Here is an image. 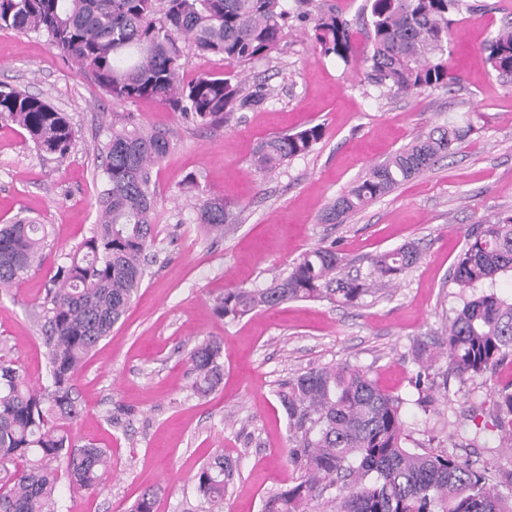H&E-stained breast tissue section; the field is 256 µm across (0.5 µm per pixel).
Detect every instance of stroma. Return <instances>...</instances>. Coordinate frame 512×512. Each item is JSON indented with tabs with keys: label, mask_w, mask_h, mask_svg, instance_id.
<instances>
[{
	"label": "stroma",
	"mask_w": 512,
	"mask_h": 512,
	"mask_svg": "<svg viewBox=\"0 0 512 512\" xmlns=\"http://www.w3.org/2000/svg\"><path fill=\"white\" fill-rule=\"evenodd\" d=\"M475 2L477 11L453 15L448 30L453 83L404 95L380 93L364 79L365 0H312L334 5L349 21V65L321 56L311 23L299 21L289 23L279 52L266 60L231 64L189 52L184 80L221 73L266 94L208 126L154 100L113 102L43 36L0 30V83L67 112L75 131L68 154L42 156L22 128L0 122V224L31 217L49 231L42 267L0 294V351L30 382L46 377L35 312L57 265L96 222L99 148L113 119L166 132L171 141L152 172L158 259L75 381L82 414L72 437L110 449L112 467L94 491L60 478L58 512H127L149 489L158 492L155 512H202L193 476L219 451L238 465L224 512H261L266 496L298 478L286 458L279 388L310 368L342 363L368 369L379 388L403 399L410 446L488 465L501 488L512 487V438L493 428L490 396L492 388L512 384V357L487 382L461 380L440 354L431 369L438 387L414 386V342L436 341L464 301L492 292L512 299L511 272L473 288L453 279L467 233L512 210V76L495 71L484 51L498 29L512 24V0ZM449 122L474 131L448 157L345 223L322 222L327 203L368 168ZM313 125L324 135L311 152L270 175L256 172L261 141ZM191 178L196 188H189ZM200 188L223 196L237 218L223 235L203 233L196 223ZM408 242L419 244L421 261L359 305L295 300L235 321L213 312L225 291L266 286L311 248L335 246L363 270L368 257ZM206 339L224 343V381L201 397L192 388L189 353Z\"/></svg>",
	"instance_id": "35a3bbf8"
}]
</instances>
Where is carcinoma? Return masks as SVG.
<instances>
[{"instance_id": "cac0c4a2", "label": "carcinoma", "mask_w": 512, "mask_h": 512, "mask_svg": "<svg viewBox=\"0 0 512 512\" xmlns=\"http://www.w3.org/2000/svg\"><path fill=\"white\" fill-rule=\"evenodd\" d=\"M289 12L283 0H0V29L33 32L90 77L112 101L153 99L200 124L224 122L235 110L264 99L239 82L202 73L186 82L181 59L202 55L246 64L280 45L288 19L310 18L309 0ZM371 26L368 82L392 94L448 83V14L471 12V0H367ZM314 38L324 56L348 65L352 33L335 7L318 10ZM494 70L512 74V26L488 42ZM0 120L22 128L41 155H65L75 133L69 116L44 99L0 84ZM469 128L435 126L383 162L373 165L333 200L322 215L342 224L369 203L450 154ZM315 125L263 141L255 170L266 175L312 151L322 139ZM160 131L112 126L101 146L104 189L100 218L82 250L57 267L40 305L47 383L33 385L0 355V512H57L59 470L70 484L93 490L108 473V449L77 445L71 427L80 410L73 382L85 360L137 298L155 255L156 193L152 169L169 151ZM196 221L210 234L236 221L224 198L201 192ZM45 225L29 218L0 225V291L7 292L43 261ZM413 243L372 257L366 271L351 273L332 246L302 253L288 275L263 288L224 293L215 313L235 320L258 308L290 300L327 297L356 305L397 280L420 259ZM512 272V210L476 225L455 264L462 288ZM441 345L448 366L462 378L491 376L512 356V301L495 293L464 303L446 326ZM224 344L204 340L189 354L194 391L204 396L224 379ZM288 419V463L296 484L267 496L261 512H305L328 487L336 488L334 512H512V494L493 483L487 468L453 454L407 446L400 397L381 390L370 371L350 364L310 368L277 392ZM493 427L512 437V385L494 390ZM237 464L224 453L193 476L207 512H223ZM148 490L129 512H154Z\"/></svg>"}]
</instances>
